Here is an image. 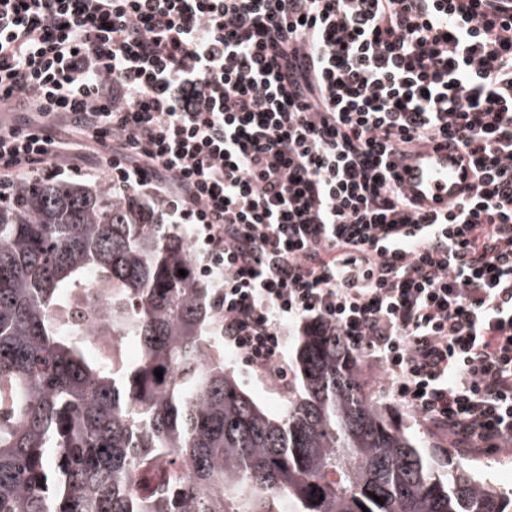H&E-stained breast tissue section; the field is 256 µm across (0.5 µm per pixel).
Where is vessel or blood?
Here are the masks:
<instances>
[{
    "label": "vessel or blood",
    "instance_id": "b4317fda",
    "mask_svg": "<svg viewBox=\"0 0 512 512\" xmlns=\"http://www.w3.org/2000/svg\"><path fill=\"white\" fill-rule=\"evenodd\" d=\"M393 161L405 192L423 212H444L472 195L470 158L455 141L419 146Z\"/></svg>",
    "mask_w": 512,
    "mask_h": 512
}]
</instances>
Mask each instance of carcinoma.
I'll use <instances>...</instances> for the list:
<instances>
[{
	"mask_svg": "<svg viewBox=\"0 0 512 512\" xmlns=\"http://www.w3.org/2000/svg\"><path fill=\"white\" fill-rule=\"evenodd\" d=\"M94 282L100 332L136 359L62 325ZM212 317L185 237L140 200L17 186L0 204V512H512V491L389 420L322 331L300 337V388L269 417ZM151 466L164 480L130 489Z\"/></svg>",
	"mask_w": 512,
	"mask_h": 512,
	"instance_id": "obj_1",
	"label": "carcinoma"
}]
</instances>
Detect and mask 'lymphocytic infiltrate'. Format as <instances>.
<instances>
[{
  "label": "lymphocytic infiltrate",
  "mask_w": 512,
  "mask_h": 512,
  "mask_svg": "<svg viewBox=\"0 0 512 512\" xmlns=\"http://www.w3.org/2000/svg\"><path fill=\"white\" fill-rule=\"evenodd\" d=\"M0 203L101 150L187 224L220 334L288 378L295 331L374 362L461 448L512 446V0H0ZM456 139L472 196L421 212L392 155Z\"/></svg>",
  "instance_id": "obj_1"
}]
</instances>
